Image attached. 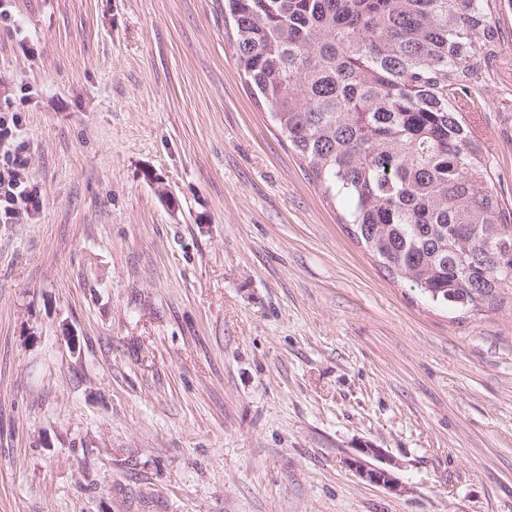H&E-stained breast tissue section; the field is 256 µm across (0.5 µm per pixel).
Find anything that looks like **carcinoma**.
Here are the masks:
<instances>
[{
    "label": "carcinoma",
    "instance_id": "obj_1",
    "mask_svg": "<svg viewBox=\"0 0 512 512\" xmlns=\"http://www.w3.org/2000/svg\"><path fill=\"white\" fill-rule=\"evenodd\" d=\"M236 61L354 235L455 310L512 303V214L461 112L491 0H224Z\"/></svg>",
    "mask_w": 512,
    "mask_h": 512
}]
</instances>
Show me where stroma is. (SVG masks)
Masks as SVG:
<instances>
[{
	"mask_svg": "<svg viewBox=\"0 0 512 512\" xmlns=\"http://www.w3.org/2000/svg\"><path fill=\"white\" fill-rule=\"evenodd\" d=\"M472 95L512 212V0ZM224 0H0V512H512V307L359 245ZM395 492L346 464L362 447ZM26 164L18 154L4 152L0 157V220L9 221L20 216L19 203L31 196L28 189Z\"/></svg>",
	"mask_w": 512,
	"mask_h": 512,
	"instance_id": "1",
	"label": "stroma"
}]
</instances>
